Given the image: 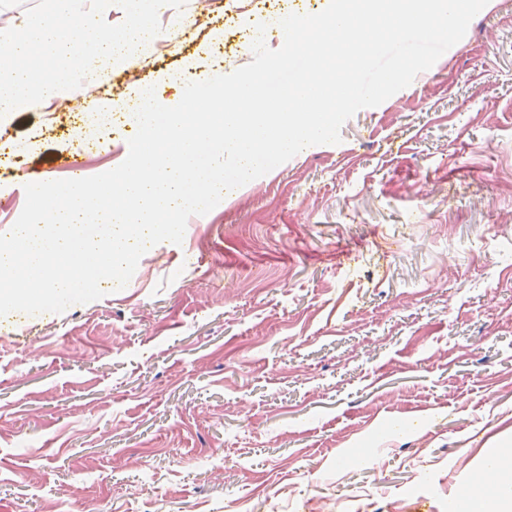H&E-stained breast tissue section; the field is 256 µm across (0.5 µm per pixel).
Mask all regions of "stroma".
<instances>
[{
	"label": "stroma",
	"mask_w": 512,
	"mask_h": 512,
	"mask_svg": "<svg viewBox=\"0 0 512 512\" xmlns=\"http://www.w3.org/2000/svg\"><path fill=\"white\" fill-rule=\"evenodd\" d=\"M327 0H185L146 61L0 128L18 176L119 165L85 110L253 59L244 29ZM162 243L128 285L55 319L0 318V512H448L512 448V0L407 88L359 110Z\"/></svg>",
	"instance_id": "1"
}]
</instances>
